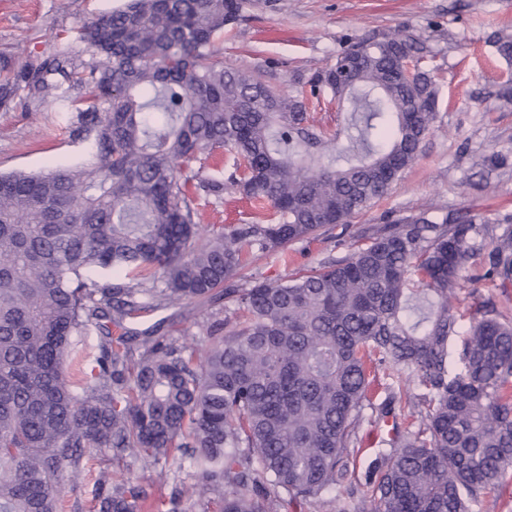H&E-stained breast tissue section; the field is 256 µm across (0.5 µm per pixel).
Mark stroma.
I'll use <instances>...</instances> for the list:
<instances>
[{"instance_id": "1", "label": "stroma", "mask_w": 512, "mask_h": 512, "mask_svg": "<svg viewBox=\"0 0 512 512\" xmlns=\"http://www.w3.org/2000/svg\"><path fill=\"white\" fill-rule=\"evenodd\" d=\"M122 2L0 0V56L8 57L9 74L52 57L80 21ZM503 26L512 29V0H243L239 21L224 34L225 66L260 71L272 84L293 90L335 62L351 38L405 27L431 37L441 85L434 132L380 201L329 236L290 245L283 254L257 255L243 272L245 280H283L344 257L366 228L421 209L470 208L492 223L512 214V108H501L498 99L501 84L512 79V63L499 59L490 40ZM74 119L66 103L51 98L0 109V173L88 161L92 143L72 137ZM494 152L505 163L491 170L482 160ZM231 310L224 299L166 309V333L206 347L207 317Z\"/></svg>"}]
</instances>
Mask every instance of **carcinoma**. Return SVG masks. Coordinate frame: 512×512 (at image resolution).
Masks as SVG:
<instances>
[{"label":"carcinoma","mask_w":512,"mask_h":512,"mask_svg":"<svg viewBox=\"0 0 512 512\" xmlns=\"http://www.w3.org/2000/svg\"><path fill=\"white\" fill-rule=\"evenodd\" d=\"M241 9L127 0L78 27L82 71L66 48L0 80L2 108L22 82L40 99L83 88L75 133L94 144L81 166L0 175V512H61L66 474L104 450L143 475L99 468L90 512H158L141 482L159 469L188 470L202 512H287L343 487L353 512H468L512 473V315L452 304L468 283L512 288L511 214L493 234L470 210H422L289 280L235 284L255 254L351 223L414 163L439 112L429 38L373 31L310 77L314 98L352 103L341 144L302 97L224 66L217 39ZM493 44L512 61V33ZM226 153L241 198L270 214L201 234L196 191L224 182L199 173ZM223 297L233 312L206 327L203 353L126 325ZM92 327L94 367L71 376L72 337ZM387 371L415 384L418 427L397 392L377 401ZM367 408L392 424L361 492L350 459L369 445Z\"/></svg>","instance_id":"carcinoma-1"}]
</instances>
